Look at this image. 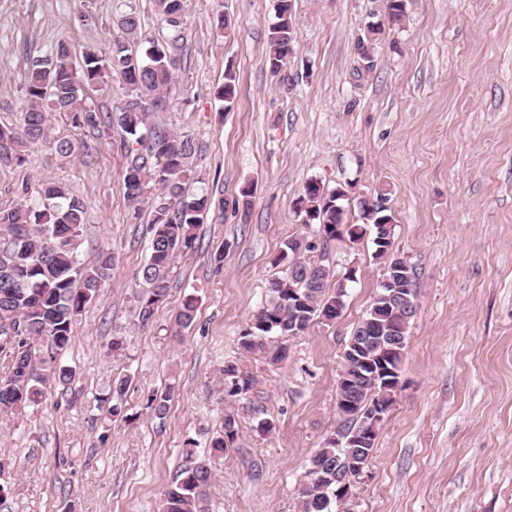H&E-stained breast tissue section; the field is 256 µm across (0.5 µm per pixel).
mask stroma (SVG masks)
<instances>
[{
    "label": "stroma",
    "mask_w": 512,
    "mask_h": 512,
    "mask_svg": "<svg viewBox=\"0 0 512 512\" xmlns=\"http://www.w3.org/2000/svg\"><path fill=\"white\" fill-rule=\"evenodd\" d=\"M276 4L187 0L159 120L196 145L190 193L216 196L149 326L137 324L135 273L151 216L126 200L121 128L55 121L24 166L0 161V208L25 202L22 183H65L86 206L81 261L113 257L58 357L69 383H48L33 415L0 416V459L15 464L0 512H157L186 440L206 444L228 411L239 431L215 464L212 512H298L297 489L338 421L345 343L385 270L370 233L312 251L336 274L357 268L341 317L314 320L278 364L241 349L281 274L274 257L291 238L318 239L294 208L313 180L348 188V224L360 221L359 199L387 188L393 247L418 288L400 388L354 512H512V0H408L397 23L385 0H294L293 53L275 74L266 47ZM130 5L144 37L165 35L153 0H0V127L22 124L32 58L61 41L77 64L86 49L108 53ZM378 20L369 68L358 40ZM229 66L239 82L228 108L217 90ZM60 139L77 145L73 157L56 153ZM189 295L197 316L183 329L175 317ZM116 337L119 354L108 349ZM228 361L251 376L247 395L225 396ZM125 374L127 418L115 422L99 401ZM164 390L159 418L144 399Z\"/></svg>",
    "instance_id": "35a3bbf8"
}]
</instances>
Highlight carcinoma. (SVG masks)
I'll list each match as a JSON object with an SVG mask.
<instances>
[{
	"label": "carcinoma",
	"instance_id": "carcinoma-1",
	"mask_svg": "<svg viewBox=\"0 0 512 512\" xmlns=\"http://www.w3.org/2000/svg\"><path fill=\"white\" fill-rule=\"evenodd\" d=\"M155 9L171 33L165 42L149 41L140 54L135 49L139 31L136 10L129 8L118 19L125 38L112 46V55L103 60L89 50L80 66H73L68 43L57 44L51 57L31 62L24 89L26 109L20 128H0V158L18 166L26 162L28 148L46 139L52 119H60L75 129L96 130L108 116L87 101V89L112 80L122 90L115 120L129 135L124 145L125 173L136 172V180L124 177L127 199L144 204L147 190L157 198L152 206L150 254L139 268L137 279L143 291L137 293L138 325L152 321L156 305L170 291V269L179 255L197 248L195 229L203 223L212 198L206 193L188 198L186 176L194 154L192 140L163 128L156 121L166 107L165 94L177 68L176 43L184 39L186 0H153ZM380 28H370V37L359 41L358 49L365 62L371 61ZM295 40L292 0H278L277 21L268 33V63L276 73L285 63ZM237 74L228 67L218 96L231 107L236 93ZM296 206L304 207L306 223L318 225L323 249L342 239L338 226L343 224V200L312 180ZM363 224H385L393 220L389 209H380L366 200L359 202ZM83 202L71 195L59 182L43 183L35 206L21 204L0 208V229L7 234V248L0 250V355L10 360L8 375L0 378V412L23 416L42 402L43 387L49 379L66 384L70 370L56 364L57 352L72 342L77 317L94 299L112 269V256L103 251L91 266L78 260L76 244L85 223ZM315 246L298 238L285 243V250L275 259L293 266L294 280L288 272L270 282L267 298L254 315L252 325L241 336L246 352L259 350L272 364L281 362L288 351L284 336L296 322L309 328L317 313L327 307L336 293L327 290L334 270L321 262L306 260L304 253ZM293 287L304 299L302 307L288 294ZM196 300L186 297L176 322L181 328L193 325ZM378 322L381 330L395 322L387 310L371 302L352 329L345 344L343 367L350 368L351 379L338 381L336 400H348L355 406L338 414V428L346 433L363 428V410L382 393V381L372 377L367 360L377 351L363 343V328L369 321ZM224 387L230 396L250 391L252 379L233 362L224 363ZM130 385L128 376L112 382V391L102 399L109 416L123 412V396ZM168 394L152 393L146 406L155 415L168 409ZM238 435V423L232 413L224 414V429L208 444L209 453L198 456L196 442L189 441L186 460L164 491L159 512H209L207 488L213 477L212 463L223 456L224 449ZM376 442L362 448H338L326 443L313 456L306 482L299 492L300 512H334L336 482L325 477L336 473V464L358 463L373 455Z\"/></svg>",
	"mask_w": 512,
	"mask_h": 512
}]
</instances>
